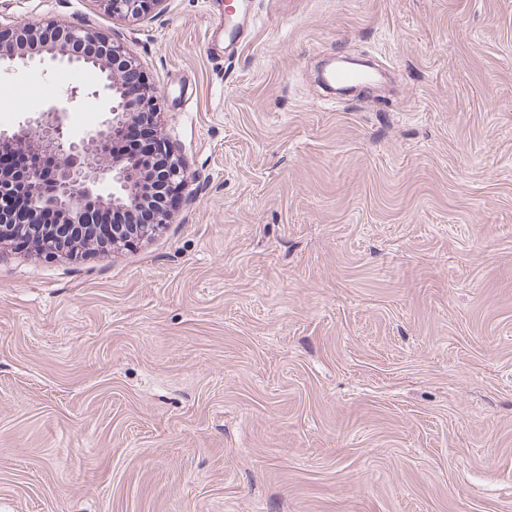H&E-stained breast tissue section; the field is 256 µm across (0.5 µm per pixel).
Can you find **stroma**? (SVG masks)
Instances as JSON below:
<instances>
[{
  "instance_id": "1",
  "label": "stroma",
  "mask_w": 512,
  "mask_h": 512,
  "mask_svg": "<svg viewBox=\"0 0 512 512\" xmlns=\"http://www.w3.org/2000/svg\"><path fill=\"white\" fill-rule=\"evenodd\" d=\"M225 4L0 0L123 42L193 189L0 250V512H512V0H253L229 57ZM99 79L0 76V131ZM166 0H98L112 19H125L144 15L159 7ZM325 80L330 85H361L365 86L372 80L371 75L362 70L340 69L326 73Z\"/></svg>"
}]
</instances>
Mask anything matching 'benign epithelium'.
<instances>
[{
  "label": "benign epithelium",
  "instance_id": "obj_1",
  "mask_svg": "<svg viewBox=\"0 0 512 512\" xmlns=\"http://www.w3.org/2000/svg\"><path fill=\"white\" fill-rule=\"evenodd\" d=\"M114 19L144 15L165 0H97ZM45 62L92 67L102 74L99 89L91 92L106 101L100 127L83 135L67 131L64 107H55L37 118H28L11 134L0 132V145L19 143L34 136L37 160L10 177L0 174V243L12 238L16 221L12 205L24 190L27 210L33 214L55 213L68 233L85 224L88 210L105 203L112 210L133 213L144 202L138 180L145 162L124 156L115 146L128 121L145 116L156 118L161 111L157 91L144 83L139 97L127 90L126 74L140 69L123 43L81 26L46 23L5 25L0 22V73L15 65ZM161 191L177 193L186 187L185 166L173 153L155 169ZM150 226L112 225V242L130 241L148 235Z\"/></svg>",
  "mask_w": 512,
  "mask_h": 512
}]
</instances>
